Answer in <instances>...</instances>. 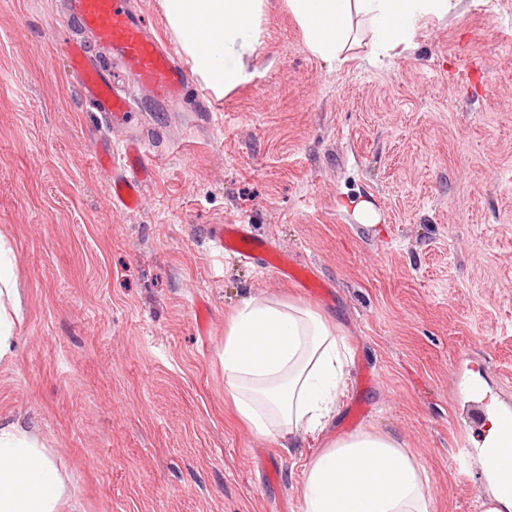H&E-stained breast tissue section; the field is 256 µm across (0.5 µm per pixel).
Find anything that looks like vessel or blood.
I'll return each mask as SVG.
<instances>
[{
  "label": "vessel or blood",
  "instance_id": "b4317fda",
  "mask_svg": "<svg viewBox=\"0 0 512 512\" xmlns=\"http://www.w3.org/2000/svg\"><path fill=\"white\" fill-rule=\"evenodd\" d=\"M72 25L90 34L94 49L68 36ZM60 28L57 38L79 79L82 97L110 125L143 111L149 101L180 104L192 90L177 50L158 35L133 0H66ZM95 158L109 175L113 204L125 211L136 210L154 174L142 144L128 139L116 149L105 141L99 144ZM213 241L216 248L257 263L313 297L328 295L324 284L303 275L302 264L292 256L285 254L280 261H272L268 242L250 234L248 222L216 225Z\"/></svg>",
  "mask_w": 512,
  "mask_h": 512
}]
</instances>
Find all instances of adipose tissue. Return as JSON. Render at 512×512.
I'll return each mask as SVG.
<instances>
[{
  "instance_id": "1",
  "label": "adipose tissue",
  "mask_w": 512,
  "mask_h": 512,
  "mask_svg": "<svg viewBox=\"0 0 512 512\" xmlns=\"http://www.w3.org/2000/svg\"><path fill=\"white\" fill-rule=\"evenodd\" d=\"M449 0H287L314 55L337 60L359 23L374 37L370 63L404 55L416 24ZM168 25L205 85L245 83L256 52L263 0H164ZM0 242V365L16 355L21 297ZM218 359L239 416L282 442L321 433L337 413L350 352L336 325L311 307L253 297L230 319ZM67 487L40 438L0 420V512H61ZM302 512H429L424 469L391 435L359 431L328 442L304 474Z\"/></svg>"
}]
</instances>
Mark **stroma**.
Listing matches in <instances>:
<instances>
[{"mask_svg": "<svg viewBox=\"0 0 512 512\" xmlns=\"http://www.w3.org/2000/svg\"><path fill=\"white\" fill-rule=\"evenodd\" d=\"M486 2L451 0L374 67L368 29L325 61L266 0L246 83L179 112L146 103L115 129L55 48L62 0H0V238L22 301L0 420L44 441L62 512H302L312 452L361 429L421 462L430 512H481L480 456L451 459L487 433L461 380L512 404V0L493 18ZM128 137L154 169L135 212L94 156ZM242 219L329 298L218 253L210 227ZM260 295L319 311L352 353L334 422L294 448L224 395L216 353Z\"/></svg>", "mask_w": 512, "mask_h": 512, "instance_id": "obj_1", "label": "stroma"}]
</instances>
